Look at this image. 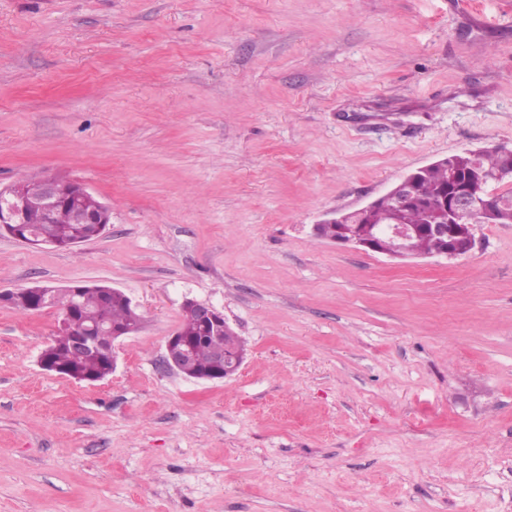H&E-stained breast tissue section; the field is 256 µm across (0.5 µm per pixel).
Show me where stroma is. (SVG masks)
Instances as JSON below:
<instances>
[{"mask_svg": "<svg viewBox=\"0 0 512 512\" xmlns=\"http://www.w3.org/2000/svg\"><path fill=\"white\" fill-rule=\"evenodd\" d=\"M512 147V0H0V187L106 204L0 235V289L106 285L140 330L87 384L0 305V512H512V224L455 259L315 237L410 170ZM192 297L245 345L188 380ZM32 179L22 175L15 184L0 187L1 233L5 232L33 246L47 245L59 250H71L82 244L83 240L75 239L67 244L58 243L75 237L86 238L88 241L95 239L92 237L94 224L101 225L99 227L101 235L106 232L111 222L110 210L102 202L98 206L93 201L94 195L84 185L72 180L66 181L58 175L51 174L36 177L33 181ZM16 183L30 184L24 186ZM31 197L39 199L48 217H52L63 205L70 207L76 224H71L70 212L66 207L57 211L52 224H45L44 215L36 204H32L26 213L27 200ZM89 203L91 205L87 207ZM22 224L27 231L33 232L40 238L27 232H24L26 237H22ZM192 312L201 324L213 335L197 322V320L188 314L183 313L182 322L178 329L168 336L165 345L166 367L187 379L202 381H221L236 373L244 360V354L239 352H220L215 357V353L220 350L228 349L233 351H244V345L240 338L233 332L225 335L220 332L228 330L229 326L224 319V314L214 306L202 303L193 298H186L182 303V312ZM193 345L194 354L191 344ZM199 366H211L201 371ZM214 357V359H213ZM213 360V361H212ZM52 344L48 343L46 347L41 351L39 357H38V363L39 365L46 371L56 372L59 375H64L69 378L83 381L87 383H95L103 380L106 377H100L96 373H78L74 370H67L64 368H61L57 365H55L51 359L50 353H51Z\"/></svg>", "mask_w": 512, "mask_h": 512, "instance_id": "35a3bbf8", "label": "stroma"}]
</instances>
